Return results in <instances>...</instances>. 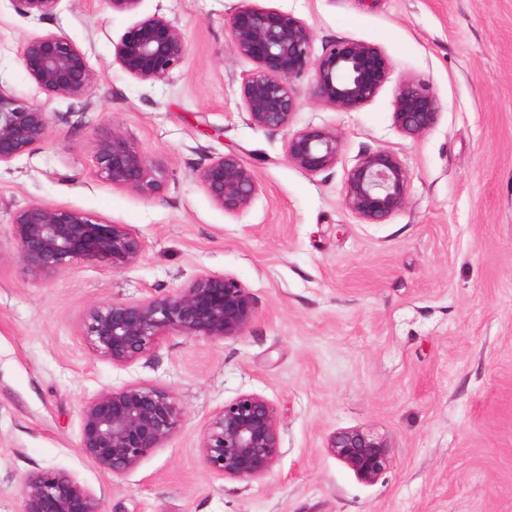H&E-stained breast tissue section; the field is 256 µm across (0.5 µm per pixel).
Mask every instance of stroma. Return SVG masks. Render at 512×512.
I'll return each mask as SVG.
<instances>
[{
    "mask_svg": "<svg viewBox=\"0 0 512 512\" xmlns=\"http://www.w3.org/2000/svg\"><path fill=\"white\" fill-rule=\"evenodd\" d=\"M302 19L312 53L350 39L380 46L389 81L341 112L294 80L289 130L251 125L240 97L256 65L229 47L225 21L242 0H60L48 15L0 0V93L43 105L50 136L0 166V512H20L30 473L63 469L103 512H512V0H253ZM158 14L186 36L185 63L158 82L126 74L114 45ZM61 32L98 80L84 98L46 99L24 71L21 44ZM428 85L436 124L411 137L394 125L400 80ZM120 126L160 166L144 197L94 172L99 139ZM336 129L333 168L289 164V131ZM385 149L409 173L404 207L366 224L342 206L359 155ZM234 151L258 183L224 214L198 173ZM33 202L124 225L142 243L120 271L78 260L47 280L17 258L16 212ZM206 273L251 292L243 336L167 337L119 367L82 339L88 311L167 294ZM129 384L169 391L177 432L139 465L108 477L78 449L84 403ZM244 393L271 400L280 457L264 477L210 472L201 451L212 414ZM384 437L390 465L365 482L330 453V435Z\"/></svg>",
    "mask_w": 512,
    "mask_h": 512,
    "instance_id": "obj_1",
    "label": "stroma"
}]
</instances>
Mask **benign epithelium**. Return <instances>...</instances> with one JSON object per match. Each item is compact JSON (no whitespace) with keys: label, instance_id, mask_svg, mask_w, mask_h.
Instances as JSON below:
<instances>
[{"label":"benign epithelium","instance_id":"obj_1","mask_svg":"<svg viewBox=\"0 0 512 512\" xmlns=\"http://www.w3.org/2000/svg\"><path fill=\"white\" fill-rule=\"evenodd\" d=\"M29 15L52 13L60 0H13ZM231 50L256 64L240 89L251 124L285 130L298 107L292 83L309 77L313 98L349 112L371 101L388 81L392 62L377 45L344 39L315 57L313 33L301 19L280 10L244 4L226 22ZM115 59L142 82L166 80L188 56L184 33L153 14L129 27L114 45ZM19 60L46 99L90 95L97 77L85 55L64 34L46 33L23 42ZM440 103L425 84L404 80L397 87L393 120L402 133L421 136L437 122ZM44 107L0 93V165L9 164L49 135ZM342 141L334 128L307 126L288 133V163L314 175L336 165ZM96 173L112 187L157 197L163 183L158 165L118 126L103 136L94 155ZM199 181L210 200L235 215L252 202L257 181L235 152L214 157ZM409 175L397 154L360 155L347 170L343 207L366 224H378L405 205ZM17 258L34 279L49 278L78 260L106 258L112 270L132 263L142 245L123 225L107 224L73 209L31 203L14 215ZM255 316L253 297L237 279L200 274L164 295L114 299L97 305L83 323L92 352L115 366H128L168 336L220 341L244 335ZM182 413L161 388L127 385L106 389L82 407L78 449L112 477H121L163 445L179 428ZM280 416L257 393L241 394L215 411L202 437L206 467L225 478L250 480L269 474L280 456ZM328 450L364 481L388 468V441L361 428L340 429ZM21 512H103L101 501L61 470L27 475Z\"/></svg>","mask_w":512,"mask_h":512}]
</instances>
